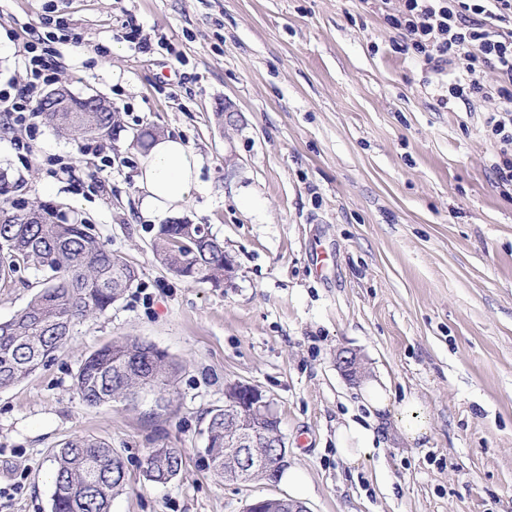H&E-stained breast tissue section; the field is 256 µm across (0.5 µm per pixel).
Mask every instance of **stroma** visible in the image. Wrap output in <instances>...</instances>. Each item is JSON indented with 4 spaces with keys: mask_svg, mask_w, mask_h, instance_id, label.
Returning a JSON list of instances; mask_svg holds the SVG:
<instances>
[{
    "mask_svg": "<svg viewBox=\"0 0 512 512\" xmlns=\"http://www.w3.org/2000/svg\"><path fill=\"white\" fill-rule=\"evenodd\" d=\"M398 5L0 0V82L23 81L24 44L61 17L75 41L60 48L58 84L120 114L111 136L75 141L46 124L28 136L0 113V204L81 220L139 273L47 367L0 391V512H51L52 452L75 436L125 460L111 512H243L286 494L287 481L231 484L198 461L199 430L237 382L273 401L308 512H512V183L497 177L487 127L497 103L442 105L465 62L434 73L396 51L384 16ZM130 22L147 50L117 42ZM143 130L199 155L202 190L171 220L223 243L237 266L228 287L156 260L159 223L136 183ZM42 279L24 268L0 288V320ZM127 336L182 364L171 410L82 402L81 360ZM343 350L396 399L423 402V447L389 429L357 468L342 462L337 421L368 416L336 364ZM161 444L186 456L164 485L142 476Z\"/></svg>",
    "mask_w": 512,
    "mask_h": 512,
    "instance_id": "35a3bbf8",
    "label": "stroma"
}]
</instances>
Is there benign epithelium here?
<instances>
[{"instance_id": "benign-epithelium-1", "label": "benign epithelium", "mask_w": 512, "mask_h": 512, "mask_svg": "<svg viewBox=\"0 0 512 512\" xmlns=\"http://www.w3.org/2000/svg\"><path fill=\"white\" fill-rule=\"evenodd\" d=\"M48 112H70L69 90L61 87L50 92ZM337 364L344 375L355 378L361 363L357 354L341 351L336 355ZM282 440L280 421L274 412L272 401L261 389L250 384H237L227 392L224 400V447L256 448L262 441ZM281 451L268 459L262 455H247L236 465L237 481L243 482L260 473L272 484L277 483L279 472L288 468L290 456L284 450L286 443L279 444Z\"/></svg>"}]
</instances>
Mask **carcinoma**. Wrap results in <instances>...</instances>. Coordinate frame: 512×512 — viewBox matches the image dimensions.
<instances>
[{"mask_svg":"<svg viewBox=\"0 0 512 512\" xmlns=\"http://www.w3.org/2000/svg\"><path fill=\"white\" fill-rule=\"evenodd\" d=\"M46 124L59 134L95 139L112 133L115 112H46ZM42 224H30L26 214L0 206V284L22 267L46 273L42 287L12 318L0 321V390L14 387L45 366L72 336L83 318L106 311L138 279L137 270L97 240L85 224L63 222L45 206ZM153 252L169 270L193 283L224 286V246L209 238L202 224H162ZM181 364L155 345L136 337L114 340L89 354L75 374V386L88 406L120 403L127 409L148 375L167 410ZM224 410L211 413L205 446L198 456L206 469L224 477ZM181 449L161 445L145 455L146 481L166 484L184 466ZM51 512H110L112 498L128 482L124 460L97 438L65 441L53 453Z\"/></svg>","mask_w":512,"mask_h":512,"instance_id":"carcinoma-1","label":"carcinoma"}]
</instances>
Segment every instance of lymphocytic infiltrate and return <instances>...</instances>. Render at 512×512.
I'll list each match as a JSON object with an SVG mask.
<instances>
[{
    "mask_svg": "<svg viewBox=\"0 0 512 512\" xmlns=\"http://www.w3.org/2000/svg\"><path fill=\"white\" fill-rule=\"evenodd\" d=\"M386 21L402 35L399 51L415 55L431 70L465 59L464 77L448 85L449 101L497 98L491 132L512 147V0H401ZM59 41L49 34L27 42L22 51L25 81L0 87V112L32 133L44 90L59 70ZM489 68L496 74L492 85L484 77Z\"/></svg>",
    "mask_w": 512,
    "mask_h": 512,
    "instance_id": "obj_1",
    "label": "lymphocytic infiltrate"
}]
</instances>
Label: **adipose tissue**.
<instances>
[{"label": "adipose tissue", "instance_id": "obj_1", "mask_svg": "<svg viewBox=\"0 0 512 512\" xmlns=\"http://www.w3.org/2000/svg\"><path fill=\"white\" fill-rule=\"evenodd\" d=\"M199 167L198 155L182 140L158 139L139 163L142 214L161 218L182 209L202 189ZM360 396L371 422L364 425L348 419L336 426V450L349 465H359L372 453L382 426H393L410 444L430 435L431 421L418 399L394 403L386 384L375 379L363 383Z\"/></svg>", "mask_w": 512, "mask_h": 512}]
</instances>
